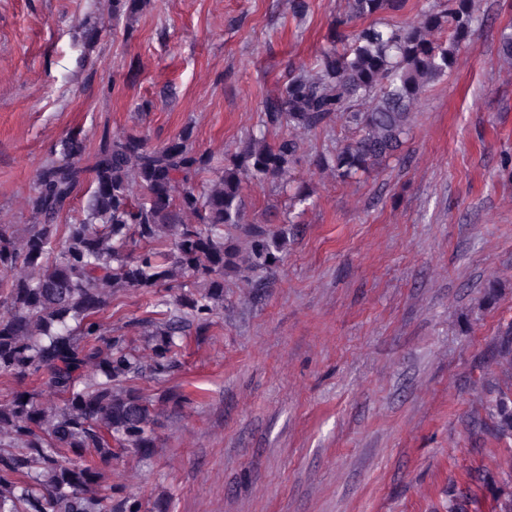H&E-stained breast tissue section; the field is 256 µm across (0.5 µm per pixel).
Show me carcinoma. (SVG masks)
Here are the masks:
<instances>
[{"label": "carcinoma", "instance_id": "obj_1", "mask_svg": "<svg viewBox=\"0 0 512 512\" xmlns=\"http://www.w3.org/2000/svg\"><path fill=\"white\" fill-rule=\"evenodd\" d=\"M143 4L112 0V18ZM406 6L347 0L337 43L289 72L222 168L187 128L160 147L136 132L106 134L89 158L77 136L55 146L27 198L34 223L22 235L0 224V379L43 375L56 398L0 397V512H124L103 464L118 449L155 447L160 427L151 398L128 382L145 372L170 380L187 331L224 306V272L280 262L291 214L308 200L284 180L300 161L295 134L339 121L350 138L316 165L343 181L372 170L402 149L422 95L469 45L470 0H430L410 24L385 20ZM355 19L370 23L344 35ZM87 180L82 214L59 223ZM275 180L289 201L282 225L247 220L243 184ZM232 229L248 240L243 260L226 241ZM126 289L150 298L146 357L112 328V295Z\"/></svg>", "mask_w": 512, "mask_h": 512}]
</instances>
